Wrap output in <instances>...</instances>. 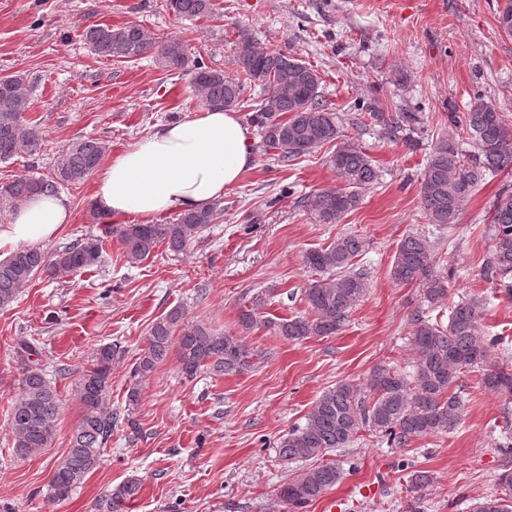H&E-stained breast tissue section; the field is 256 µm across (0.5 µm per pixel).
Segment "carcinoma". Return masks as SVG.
Returning a JSON list of instances; mask_svg holds the SVG:
<instances>
[{
    "mask_svg": "<svg viewBox=\"0 0 512 512\" xmlns=\"http://www.w3.org/2000/svg\"><path fill=\"white\" fill-rule=\"evenodd\" d=\"M167 7L188 18L212 14V0H167ZM499 32L512 37V0L497 10ZM83 38L97 55L108 60L159 59L170 70L192 68L194 95L206 107L229 109L236 106L246 83L261 86L263 98L257 109V123L263 147L283 162L307 155L336 143L330 163L344 181L341 190H323L305 203L323 224H334L358 208L362 192L375 184L378 171L373 160L349 141L341 140L336 113L324 105L321 81L316 71L293 56L260 47L249 35L240 36L236 66L230 76L211 69L203 60L190 61L184 43L169 39L157 44L138 24L122 27L96 24L86 28ZM28 96L21 75L0 77V161L20 152L33 155L41 149L38 125L26 117ZM452 132L441 136L427 158L420 195L428 223L446 228L458 216L474 188L488 174L512 171V132L502 120L500 107L482 95L471 100L466 112L448 115ZM466 139L474 151L460 158L458 141ZM100 138L85 137L72 142L60 156L55 177L18 178L0 185V201L17 207L28 198L57 193L63 186L80 183L100 165L107 152ZM220 203L180 214L174 222L106 225L105 237L91 235L68 244L53 254L39 248H20L0 259V309L16 300L36 274L78 272L100 263L104 238L118 237L125 257L136 262L147 258L161 244L179 253L212 224ZM492 240L487 270L499 277L498 286L512 297V192L499 194L490 213ZM367 241L357 234L336 238L327 246L307 251L305 265L317 274L301 289L305 313L292 318L269 320L262 315L265 299L257 296L241 310L238 324L249 332L272 326L286 340L299 343L314 336H334L348 321L351 311L369 290L368 273L355 267ZM432 241L412 232L397 244L391 265V279L402 285L422 286L427 309L409 318L411 343L415 352L412 371L380 364L373 368L365 386L341 381L323 391L305 416L279 438L277 448L286 462H307L322 458L338 448H347L364 431L386 438L391 448H404L417 438L453 432L461 423L463 401L452 388L461 375L481 372L480 384L492 393L512 395V369L490 362L498 339L487 338L479 326L483 300L461 297L448 307L447 320L425 315L448 298L447 278L437 274ZM177 351L181 371L193 380L202 373L237 375L254 366L258 352L237 333L221 332L202 321H185L182 308L174 307L149 329L147 346L135 364L127 390V426L132 434L138 427L132 410L139 404L138 382L153 373L171 351ZM19 361L22 386L12 403L9 427L14 436V453L20 458L40 454L51 447L62 408L52 381L38 364L29 343L21 344ZM117 346L98 347L91 366L77 383L83 415L71 438V447L57 465L47 486V500L68 499L102 461L103 449L112 437L117 414L107 403L112 360ZM346 475L338 463L307 468L281 484L277 498L293 512L307 507ZM498 492L472 501L469 512H512V471L498 477ZM141 485L130 479L105 493L95 512H126Z\"/></svg>",
    "mask_w": 512,
    "mask_h": 512,
    "instance_id": "obj_1",
    "label": "carcinoma"
}]
</instances>
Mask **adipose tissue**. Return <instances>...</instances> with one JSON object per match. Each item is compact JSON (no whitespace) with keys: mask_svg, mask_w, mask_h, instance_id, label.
<instances>
[{"mask_svg":"<svg viewBox=\"0 0 512 512\" xmlns=\"http://www.w3.org/2000/svg\"><path fill=\"white\" fill-rule=\"evenodd\" d=\"M250 143L249 130L237 113L202 109L113 156L94 180L93 199L106 217L132 216L146 224L164 213L207 206L250 168ZM70 218L67 198L34 196L0 225V252L44 245Z\"/></svg>","mask_w":512,"mask_h":512,"instance_id":"adipose-tissue-1","label":"adipose tissue"}]
</instances>
